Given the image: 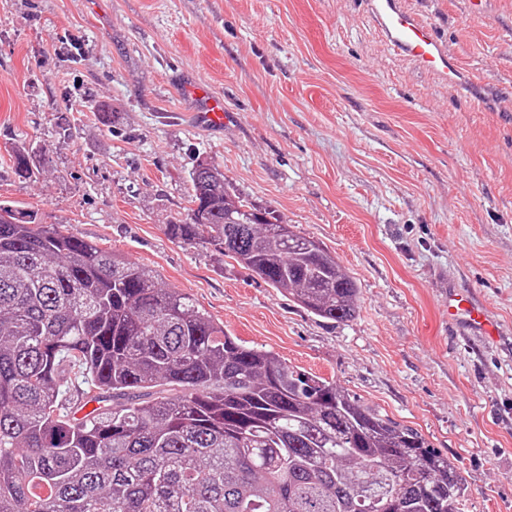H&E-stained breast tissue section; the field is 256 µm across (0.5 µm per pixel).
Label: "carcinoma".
Instances as JSON below:
<instances>
[{
	"label": "carcinoma",
	"instance_id": "1",
	"mask_svg": "<svg viewBox=\"0 0 512 512\" xmlns=\"http://www.w3.org/2000/svg\"><path fill=\"white\" fill-rule=\"evenodd\" d=\"M189 178L172 239L316 317L356 316L360 288L320 242L209 161ZM1 211L0 512H460L464 477L419 431L243 344L148 267ZM88 399L105 406L76 417Z\"/></svg>",
	"mask_w": 512,
	"mask_h": 512
}]
</instances>
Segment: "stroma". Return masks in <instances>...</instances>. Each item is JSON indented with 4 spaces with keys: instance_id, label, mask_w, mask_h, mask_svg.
I'll use <instances>...</instances> for the list:
<instances>
[{
    "instance_id": "35a3bbf8",
    "label": "stroma",
    "mask_w": 512,
    "mask_h": 512,
    "mask_svg": "<svg viewBox=\"0 0 512 512\" xmlns=\"http://www.w3.org/2000/svg\"><path fill=\"white\" fill-rule=\"evenodd\" d=\"M405 2L461 84L397 55L364 0H0V204L418 430L465 478L462 512H512V0ZM199 82L224 98L222 133L189 117ZM199 157L336 254L354 320L168 236ZM451 283L491 307L496 342L449 325Z\"/></svg>"
}]
</instances>
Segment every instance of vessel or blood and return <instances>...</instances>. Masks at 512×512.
I'll return each instance as SVG.
<instances>
[{
  "label": "vessel or blood",
  "instance_id": "1",
  "mask_svg": "<svg viewBox=\"0 0 512 512\" xmlns=\"http://www.w3.org/2000/svg\"><path fill=\"white\" fill-rule=\"evenodd\" d=\"M367 6L375 26L397 52L439 79L457 82L458 70L446 48L432 29L406 7L404 0H367ZM201 99L203 104L194 115L195 124L212 132L222 131L223 98L206 92ZM447 314L449 324L466 335L493 341L499 334L496 319L471 291L449 287Z\"/></svg>",
  "mask_w": 512,
  "mask_h": 512
}]
</instances>
